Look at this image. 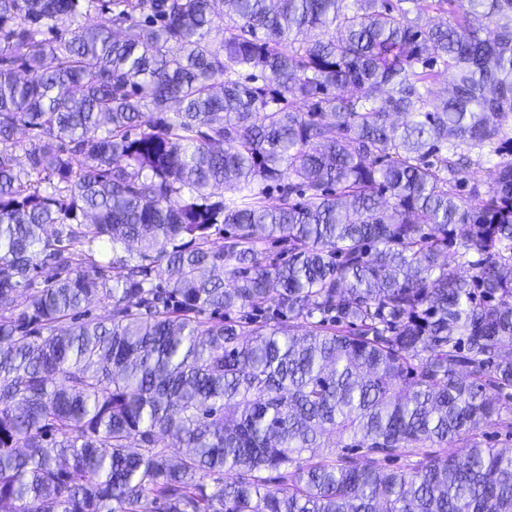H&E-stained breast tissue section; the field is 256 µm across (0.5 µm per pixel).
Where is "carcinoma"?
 Returning <instances> with one entry per match:
<instances>
[{
  "mask_svg": "<svg viewBox=\"0 0 512 512\" xmlns=\"http://www.w3.org/2000/svg\"><path fill=\"white\" fill-rule=\"evenodd\" d=\"M215 2L0 0V512H512V0Z\"/></svg>",
  "mask_w": 512,
  "mask_h": 512,
  "instance_id": "1",
  "label": "carcinoma"
}]
</instances>
